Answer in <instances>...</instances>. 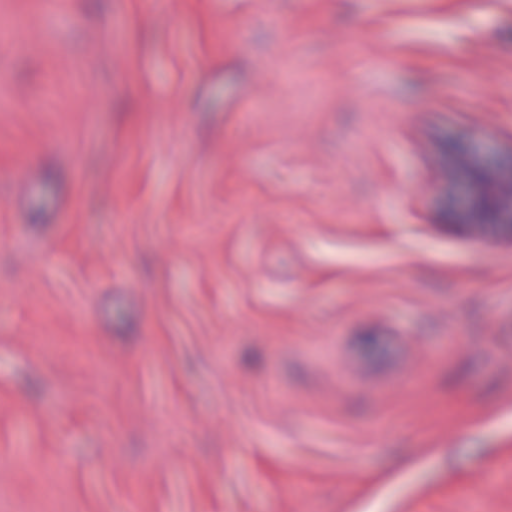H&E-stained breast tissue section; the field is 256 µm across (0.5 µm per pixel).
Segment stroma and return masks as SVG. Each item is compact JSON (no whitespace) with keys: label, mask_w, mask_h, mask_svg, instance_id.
Segmentation results:
<instances>
[{"label":"stroma","mask_w":512,"mask_h":512,"mask_svg":"<svg viewBox=\"0 0 512 512\" xmlns=\"http://www.w3.org/2000/svg\"><path fill=\"white\" fill-rule=\"evenodd\" d=\"M510 157L512 0H0V512H512ZM483 177L482 172L473 173L470 178L469 191L460 193L448 203V215L456 217L457 209L467 212L474 211L478 224H504L506 213L501 205V196L505 193L511 182H504L498 189L481 191L478 184ZM378 347L375 355L369 359H360L347 354L345 363L355 376H365L375 369V364L386 369L391 377H398L402 373L405 359V350H408L406 336H377Z\"/></svg>","instance_id":"stroma-1"}]
</instances>
